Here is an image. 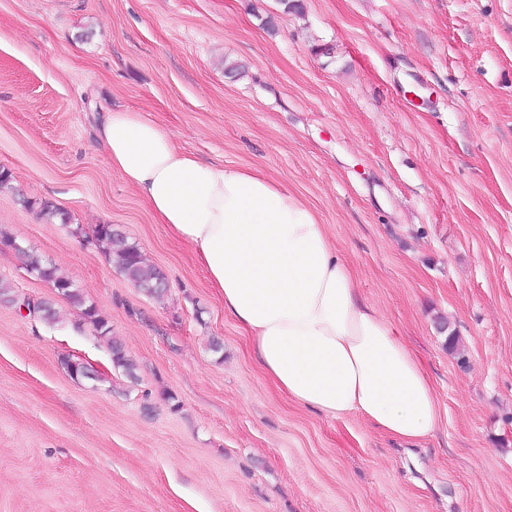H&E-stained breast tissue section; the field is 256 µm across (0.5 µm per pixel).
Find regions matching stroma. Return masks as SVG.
Wrapping results in <instances>:
<instances>
[{
  "instance_id": "obj_1",
  "label": "stroma",
  "mask_w": 512,
  "mask_h": 512,
  "mask_svg": "<svg viewBox=\"0 0 512 512\" xmlns=\"http://www.w3.org/2000/svg\"><path fill=\"white\" fill-rule=\"evenodd\" d=\"M302 3L0 0L18 244L0 280L50 295L17 250L40 255L137 365L114 369L64 300L53 325L0 303V512H512V0ZM115 109L307 201L430 376L435 437L399 443L265 378L192 246L112 170L97 126ZM101 224L162 269L163 299L112 265Z\"/></svg>"
}]
</instances>
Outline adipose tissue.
Here are the masks:
<instances>
[{"label": "adipose tissue", "mask_w": 512, "mask_h": 512, "mask_svg": "<svg viewBox=\"0 0 512 512\" xmlns=\"http://www.w3.org/2000/svg\"><path fill=\"white\" fill-rule=\"evenodd\" d=\"M97 137L158 223L192 245L263 375L324 416H360L409 445L441 410L418 358L376 307L301 198L259 171L205 163L149 115L105 113Z\"/></svg>", "instance_id": "ef3b65f1"}]
</instances>
